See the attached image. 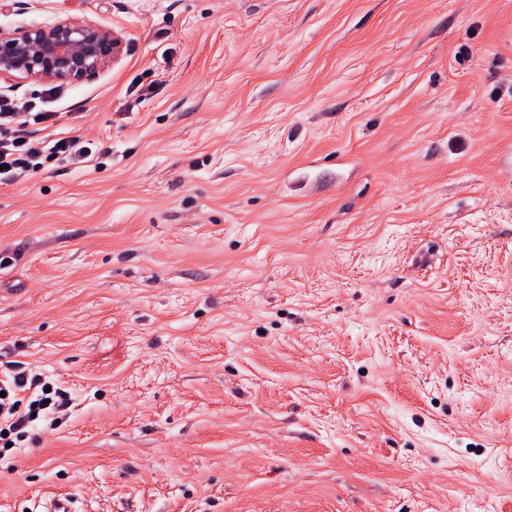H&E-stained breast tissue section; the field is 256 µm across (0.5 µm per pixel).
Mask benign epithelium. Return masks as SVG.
<instances>
[{
  "label": "benign epithelium",
  "mask_w": 512,
  "mask_h": 512,
  "mask_svg": "<svg viewBox=\"0 0 512 512\" xmlns=\"http://www.w3.org/2000/svg\"><path fill=\"white\" fill-rule=\"evenodd\" d=\"M117 44L112 31L70 19L50 26L0 32V77L80 81L111 63Z\"/></svg>",
  "instance_id": "benign-epithelium-1"
}]
</instances>
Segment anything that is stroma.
<instances>
[{
  "label": "stroma",
  "instance_id": "obj_1",
  "mask_svg": "<svg viewBox=\"0 0 512 512\" xmlns=\"http://www.w3.org/2000/svg\"><path fill=\"white\" fill-rule=\"evenodd\" d=\"M91 150L0 182V512H512V0H0ZM117 44L112 31L70 19L0 32V78L80 81L111 63ZM1 391L6 392V397L0 396V453L10 448H21L20 445L28 438L33 441L36 434L27 429L40 418L50 421L51 427L56 420L51 416L69 404L64 391L50 388L42 381L41 375L24 370L1 372ZM8 443L12 446L7 447Z\"/></svg>",
  "mask_w": 512,
  "mask_h": 512
}]
</instances>
